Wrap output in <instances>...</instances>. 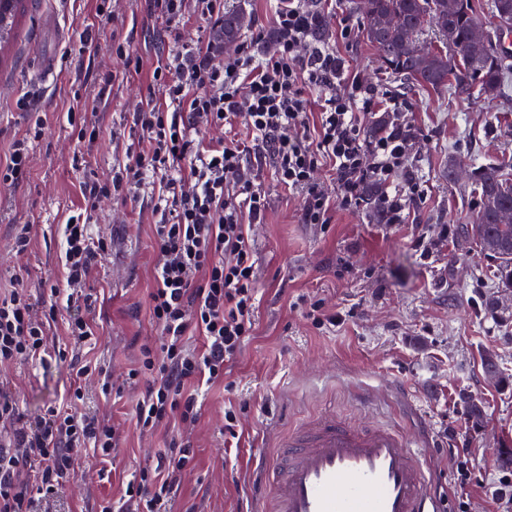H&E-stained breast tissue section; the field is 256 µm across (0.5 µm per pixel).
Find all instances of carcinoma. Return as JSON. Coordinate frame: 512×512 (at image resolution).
<instances>
[{"mask_svg":"<svg viewBox=\"0 0 512 512\" xmlns=\"http://www.w3.org/2000/svg\"><path fill=\"white\" fill-rule=\"evenodd\" d=\"M362 10V36L387 63V69L418 90L447 89L456 97L474 95L507 97L512 91V57L498 53L488 44L484 57L469 54L473 26L481 23L476 0H461V6L448 10V0H359ZM487 9L496 21L495 36L512 29V0H488ZM393 14L400 20L396 29H381L375 20ZM241 13L224 10V47L231 48L241 35ZM444 24L452 42L422 56L409 46V35H425L427 24ZM478 205L473 236L481 250L491 251L497 260L496 274L502 285H512V224L499 222V214L512 208V183L493 164L478 168L475 178Z\"/></svg>","mask_w":512,"mask_h":512,"instance_id":"obj_1","label":"carcinoma"}]
</instances>
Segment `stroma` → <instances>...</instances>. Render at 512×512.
Here are the masks:
<instances>
[{"mask_svg": "<svg viewBox=\"0 0 512 512\" xmlns=\"http://www.w3.org/2000/svg\"><path fill=\"white\" fill-rule=\"evenodd\" d=\"M324 16V41L350 70L375 86L384 100L367 115L363 137H372L392 117L416 126L420 136L405 164L418 176L423 199L406 223L390 226L376 211L339 210L331 223L301 221V196L277 185L270 167L257 170L269 198L263 223L252 225L260 304L255 331L224 365V379L204 391L198 421L187 431L194 457L169 512H267L256 479L276 454L280 437L329 410L353 426L374 422L403 432L421 453L429 485L442 512H512V288L499 287L497 264L480 249L467 227L475 222L473 181L449 177V167L475 170L491 163L512 173V101L482 96L462 100L448 91L411 93L388 78L358 26L350 0H309ZM13 38L0 47V160L22 137L29 113L45 120L34 143L24 181L0 187V286L21 276L34 302L61 281L59 226L82 207V183L108 181L140 133L134 109L150 95V75L169 64L184 44L208 35L209 25L191 18L171 27L154 15L150 0H112V20L100 22L93 0H24ZM349 20L351 39L337 33ZM98 36L83 47L84 29ZM123 43L141 58L129 71L113 46ZM56 62L57 76L28 87L36 54ZM93 106L100 136L83 151L66 121L74 97ZM27 98L30 112L16 102ZM402 104L392 114L389 98ZM150 199L135 190L127 204L100 199L90 215L93 233L110 237L112 252L91 272L86 288L97 297L93 312L100 341L92 354L115 388L104 395L102 379L83 381L84 410L114 421L125 442L103 462L81 455L77 474L42 512H100L118 499L126 482L156 462L175 428L140 431L135 406L142 388L126 385L143 343H158L159 328L147 311L156 261ZM33 227L27 252L12 251L13 228ZM447 232L443 246L423 253L422 237ZM499 301L496 310L489 300ZM320 306L334 323L316 324ZM40 363L0 367L33 418L58 402L70 371L58 352L69 349L62 323L49 330ZM498 361L503 377L491 381L485 355ZM472 395L483 408L472 421L463 404ZM237 410L234 430L224 427V409Z\"/></svg>", "mask_w": 512, "mask_h": 512, "instance_id": "stroma-1", "label": "stroma"}]
</instances>
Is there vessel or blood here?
<instances>
[{
    "label": "vessel or blood",
    "instance_id": "1",
    "mask_svg": "<svg viewBox=\"0 0 512 512\" xmlns=\"http://www.w3.org/2000/svg\"><path fill=\"white\" fill-rule=\"evenodd\" d=\"M273 512H439L418 448L391 428L323 414L279 444Z\"/></svg>",
    "mask_w": 512,
    "mask_h": 512
}]
</instances>
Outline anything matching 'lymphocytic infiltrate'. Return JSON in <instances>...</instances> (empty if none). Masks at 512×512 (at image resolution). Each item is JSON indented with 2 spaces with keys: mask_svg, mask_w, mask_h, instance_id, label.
Instances as JSON below:
<instances>
[{
  "mask_svg": "<svg viewBox=\"0 0 512 512\" xmlns=\"http://www.w3.org/2000/svg\"><path fill=\"white\" fill-rule=\"evenodd\" d=\"M152 10L177 24L192 14L212 25L210 39L154 68L152 93L132 114L141 146L111 181L84 183L91 205L103 196L126 198L134 188H157L152 227L157 263L147 295L159 345L141 346L130 380L143 381L136 424L152 430L173 421L196 422L202 387L224 378V364L252 336L258 307L256 253L250 227L262 223L268 197L256 183L249 159L270 165L278 183L302 193L301 221L329 223L334 210L358 211L365 188L379 187L384 223H404L423 191L404 161L418 131L392 121L373 140L362 139V119L378 103V91L350 72L336 51L317 41L321 20L307 0H278L271 31H257L233 54L224 52V0H151ZM268 41L264 56L254 41ZM321 91L319 119L308 121V91ZM244 123L247 135L206 140L208 128ZM35 117L15 140L0 184L25 177L33 140L43 134ZM330 167L336 187L327 190L315 173ZM65 287H51L42 312L22 283L0 292V364L36 361L48 349L47 324L66 309L65 334L81 344L95 340L83 291L92 268L111 250L110 240L91 237L83 213L61 226ZM197 332L200 350L185 338ZM76 384L62 405L24 419L18 400L0 386V512H38L76 473L77 454L93 449L111 457L120 435L105 418L79 411ZM190 441L171 440L156 467L130 480L121 498L103 512H166L190 456Z\"/></svg>",
  "mask_w": 512,
  "mask_h": 512,
  "instance_id": "f902f5d3",
  "label": "lymphocytic infiltrate"
}]
</instances>
